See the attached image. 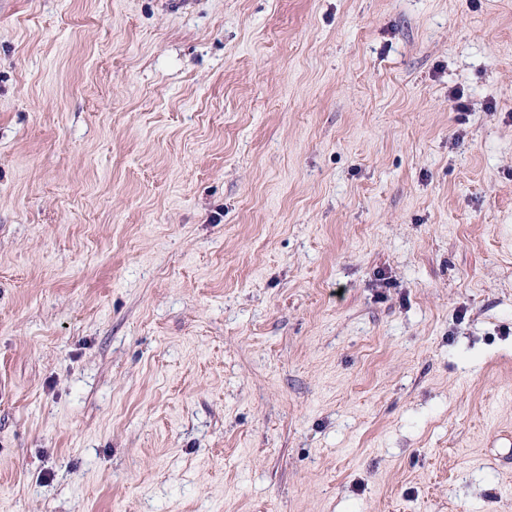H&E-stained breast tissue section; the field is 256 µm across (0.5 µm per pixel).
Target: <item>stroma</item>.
I'll return each instance as SVG.
<instances>
[{"label": "stroma", "mask_w": 512, "mask_h": 512, "mask_svg": "<svg viewBox=\"0 0 512 512\" xmlns=\"http://www.w3.org/2000/svg\"><path fill=\"white\" fill-rule=\"evenodd\" d=\"M511 433L512 0H0V512H512Z\"/></svg>", "instance_id": "obj_1"}]
</instances>
